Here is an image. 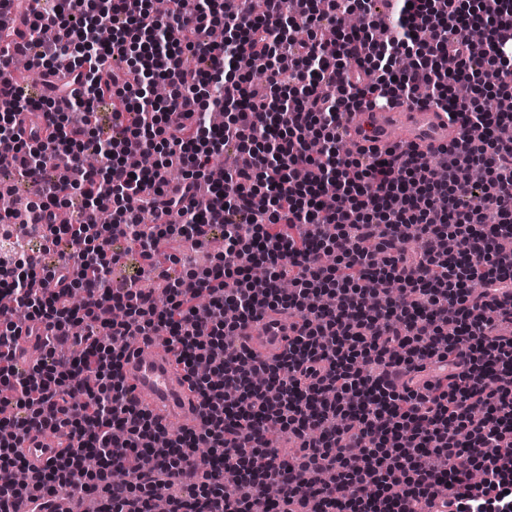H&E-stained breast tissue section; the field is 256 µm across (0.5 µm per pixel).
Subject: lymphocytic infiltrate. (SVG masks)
Instances as JSON below:
<instances>
[{"mask_svg":"<svg viewBox=\"0 0 512 512\" xmlns=\"http://www.w3.org/2000/svg\"><path fill=\"white\" fill-rule=\"evenodd\" d=\"M47 2L20 7L31 40L17 49L47 90L8 81L0 97V140L38 190L29 207L45 244L1 260L0 283L29 334L69 349L43 346L19 366L22 328L0 309V407L14 411L0 419V467L26 468L19 449L34 430L67 431L72 446L27 484L0 486V512L33 488L79 491L99 512H152L159 498L168 512H512V195L500 192L512 186V142L496 135L512 123V0H392L384 20L371 0H200L187 12L175 0L158 19L144 0ZM354 11L361 31H341ZM47 18L52 43L40 37ZM471 23L485 30L477 60L455 36ZM329 25L332 43L315 34ZM216 26L220 45L207 38ZM301 26L306 37L290 35ZM239 52L264 65L261 83L231 68ZM118 55L126 71H101ZM61 58L79 86L64 111ZM158 82L168 99L151 94ZM107 99L112 129L101 134L90 116ZM398 100L442 108L459 138L429 155L340 150L345 114ZM213 111L226 113L223 128L206 124ZM231 144L247 164L214 175ZM87 146L102 167L84 166ZM144 153L152 166L131 169L127 156ZM471 167L484 170L480 184L461 180ZM76 189L86 212L111 210V224L58 222ZM173 211L176 234L197 245L222 225L223 251L202 272L166 277L162 306L143 282L112 286V224L150 261ZM327 251L335 264L322 265ZM244 254L267 266L263 291ZM371 279L400 290L375 307ZM276 307L297 334L267 361L237 332ZM159 331L196 394L199 431L168 432L118 372L116 340ZM272 423L300 439V456L280 460ZM269 484L288 495L268 499Z\"/></svg>","mask_w":512,"mask_h":512,"instance_id":"1","label":"lymphocytic infiltrate"}]
</instances>
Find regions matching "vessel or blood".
Here are the masks:
<instances>
[{"label": "vessel or blood", "mask_w": 512, "mask_h": 512, "mask_svg": "<svg viewBox=\"0 0 512 512\" xmlns=\"http://www.w3.org/2000/svg\"><path fill=\"white\" fill-rule=\"evenodd\" d=\"M372 116L374 123L368 128V137H350L353 148L364 147L369 141L378 146L390 142L391 131L399 122L409 129L408 142L422 149L446 145L460 132L459 124L449 123L445 113L430 104L410 106L398 103L375 110ZM289 332L287 314L265 310L257 319L247 323L240 334L251 351L271 356L287 346ZM121 372L132 387L134 399L140 407L162 416L182 417L185 428L198 427L197 404L172 353L166 352L163 337H152L148 347L129 350L122 360ZM68 445L69 439L64 433L39 432L21 448L20 453L32 470L40 471Z\"/></svg>", "instance_id": "vessel-or-blood-1"}]
</instances>
